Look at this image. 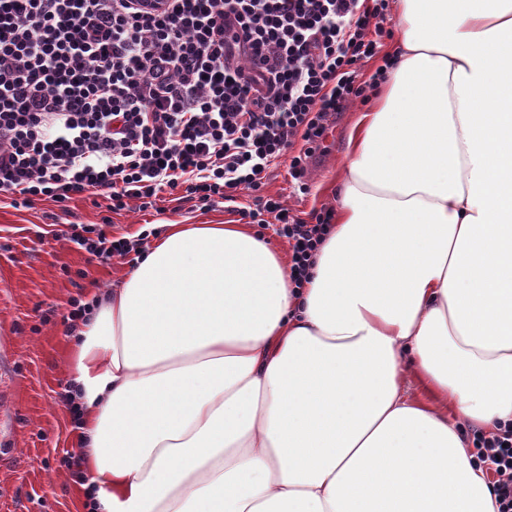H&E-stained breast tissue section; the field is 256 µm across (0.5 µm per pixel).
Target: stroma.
Segmentation results:
<instances>
[{"label":"stroma","mask_w":512,"mask_h":512,"mask_svg":"<svg viewBox=\"0 0 512 512\" xmlns=\"http://www.w3.org/2000/svg\"><path fill=\"white\" fill-rule=\"evenodd\" d=\"M360 100L331 119L324 153L309 164L308 193L293 191L286 167L271 172L265 195L281 198L300 217L335 208L336 184ZM224 205L108 213L92 199L75 198L68 211L49 203L0 207V512H82L77 496L85 473L66 464L77 456L65 396L71 385L73 332L64 317L71 298L90 300L130 272L127 259L103 261L68 240L73 224H104L108 238L137 241L145 227L232 224Z\"/></svg>","instance_id":"stroma-1"}]
</instances>
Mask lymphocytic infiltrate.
Segmentation results:
<instances>
[{
  "mask_svg": "<svg viewBox=\"0 0 512 512\" xmlns=\"http://www.w3.org/2000/svg\"><path fill=\"white\" fill-rule=\"evenodd\" d=\"M162 2L0 0V205L221 200L287 240L303 287L331 213L306 222L260 191L282 164L301 180L330 117L363 96L356 65L377 53L388 0ZM69 240L96 258L137 249L98 224ZM474 445L497 512H512V426Z\"/></svg>",
  "mask_w": 512,
  "mask_h": 512,
  "instance_id": "1",
  "label": "lymphocytic infiltrate"
}]
</instances>
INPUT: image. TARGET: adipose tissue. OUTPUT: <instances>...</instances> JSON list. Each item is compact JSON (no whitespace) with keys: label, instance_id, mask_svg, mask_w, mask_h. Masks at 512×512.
I'll return each mask as SVG.
<instances>
[{"label":"adipose tissue","instance_id":"1","mask_svg":"<svg viewBox=\"0 0 512 512\" xmlns=\"http://www.w3.org/2000/svg\"><path fill=\"white\" fill-rule=\"evenodd\" d=\"M334 227L293 287L171 224L76 330L85 512H495L512 424V0H394ZM473 442L492 474L497 512H512V426L505 425L490 436L477 434Z\"/></svg>","mask_w":512,"mask_h":512}]
</instances>
